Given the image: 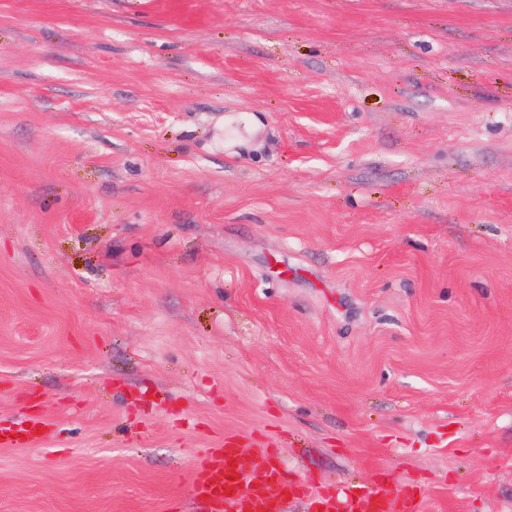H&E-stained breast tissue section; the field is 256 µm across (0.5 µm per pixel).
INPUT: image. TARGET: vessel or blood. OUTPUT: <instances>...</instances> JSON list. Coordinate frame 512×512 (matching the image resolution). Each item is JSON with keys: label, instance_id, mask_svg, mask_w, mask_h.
I'll return each instance as SVG.
<instances>
[{"label": "vessel or blood", "instance_id": "1", "mask_svg": "<svg viewBox=\"0 0 512 512\" xmlns=\"http://www.w3.org/2000/svg\"><path fill=\"white\" fill-rule=\"evenodd\" d=\"M37 426L17 428L0 437V444L33 448L41 441ZM251 454L256 474L243 472L240 460ZM193 495L210 512H283L288 499L310 497L312 512H423V501L414 492L384 484L361 490H321L310 493L306 484L287 477L270 446L244 450L236 436L202 458L190 482Z\"/></svg>", "mask_w": 512, "mask_h": 512}]
</instances>
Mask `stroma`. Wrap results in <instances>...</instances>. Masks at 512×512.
<instances>
[{"mask_svg":"<svg viewBox=\"0 0 512 512\" xmlns=\"http://www.w3.org/2000/svg\"><path fill=\"white\" fill-rule=\"evenodd\" d=\"M38 416L0 512H202L227 434L512 512V0H0V430ZM235 123L238 125L242 123L244 130L247 133H251L262 126V118L252 112L241 114L237 118L226 119L224 123V131L227 127L230 130V134L232 135L228 143L229 146H245L247 144V140L241 134H239L236 127H232Z\"/></svg>","mask_w":512,"mask_h":512,"instance_id":"1","label":"stroma"}]
</instances>
